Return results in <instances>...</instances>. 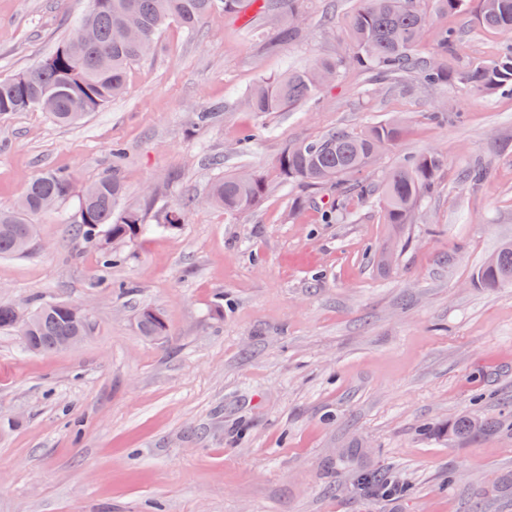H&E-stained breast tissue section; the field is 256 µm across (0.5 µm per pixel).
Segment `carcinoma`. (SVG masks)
<instances>
[{
	"instance_id": "obj_1",
	"label": "carcinoma",
	"mask_w": 512,
	"mask_h": 512,
	"mask_svg": "<svg viewBox=\"0 0 512 512\" xmlns=\"http://www.w3.org/2000/svg\"><path fill=\"white\" fill-rule=\"evenodd\" d=\"M364 3L351 20L349 53L260 82L246 97L245 106L252 112L291 107L311 98L349 67L380 77L414 73L429 86L457 84L477 94H512V0H479L480 24L509 39L496 58L463 67L451 61L456 42L452 30L441 33L430 57L415 55L420 32L428 22L418 0ZM239 4L240 0H92L91 10L79 26L93 29V39L82 41L75 34L38 66L0 80V115L37 109L41 96L55 94L58 104L50 117L61 125L73 124L123 92L127 68L151 52L169 23L176 22L191 33L204 17L220 8L234 13ZM265 8L271 16L285 9L291 15L301 14L298 0H266ZM403 130V123L393 118L374 123L360 135L332 131L316 141L290 144L279 157L278 166L287 184L329 187L342 197L354 193L364 200L378 198L384 223L400 228L413 223V210L434 187L442 157L432 153L411 158L378 185L349 183L347 178L365 172L384 149L398 141ZM268 189L262 177L239 173L214 182L207 203L231 213L247 211ZM72 193L73 180L67 174L47 171L34 178L14 207L0 209V256H19L30 250L35 245L34 218L43 213L41 204L47 199L62 203ZM123 196L120 170L114 167L112 173L88 185L78 199L74 234L98 242L106 267L119 261L116 242L157 229L173 231L176 221H185V212L192 205L189 201L172 207L161 222L146 224L140 209L121 205ZM493 255L494 264H483L476 271L474 282L482 288H498L512 281V241H504ZM64 306L62 301L43 299L30 306L38 352L59 349L65 336L90 333L91 326H81ZM138 328L150 338L166 331L161 313L151 308L140 310ZM0 331L22 332L11 304H0ZM495 431L497 422L491 419L462 417L452 426V433L460 437ZM357 484L377 487L384 494L398 490V485L382 482L374 473L360 474Z\"/></svg>"
}]
</instances>
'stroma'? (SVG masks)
<instances>
[{
  "label": "stroma",
  "instance_id": "1",
  "mask_svg": "<svg viewBox=\"0 0 512 512\" xmlns=\"http://www.w3.org/2000/svg\"><path fill=\"white\" fill-rule=\"evenodd\" d=\"M477 5L438 14L420 0L417 54L448 28L460 61L492 59L505 38L478 24ZM90 6L0 0V79L48 57ZM360 6L303 0L291 41L257 0L191 34L172 23L129 66L123 94L79 125L39 110L0 117V208L46 170L79 192L116 163L123 203L146 223L198 201L180 229L122 244L109 268L96 243L75 241L72 199L37 217L34 249L0 258V303L63 300L92 323L84 342L43 354L0 332V512H470L477 501L512 512V495L491 489L512 474V283L473 281L512 239V96L348 69L289 108L240 104L263 80L348 53ZM212 105L219 116L198 123ZM442 108L448 120H433ZM393 115L406 132L367 178L445 159L415 223L393 232L358 199L330 223L336 194L282 184L289 144ZM477 161L484 184L462 183ZM243 170L269 184L256 207L204 204L215 180ZM396 241L402 252L378 265ZM146 307L164 336L140 333ZM462 416L499 430L449 437ZM363 471L407 491L356 492Z\"/></svg>",
  "mask_w": 512,
  "mask_h": 512
}]
</instances>
